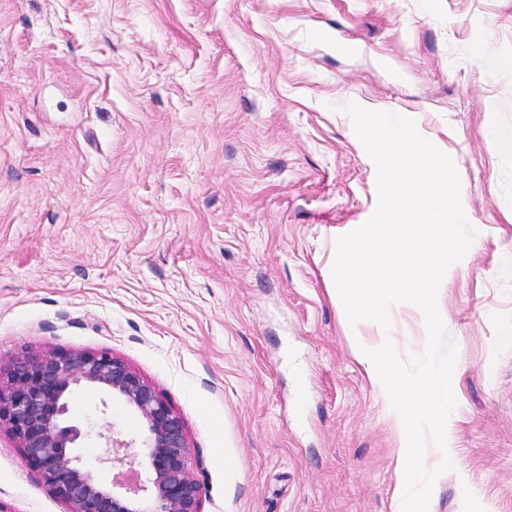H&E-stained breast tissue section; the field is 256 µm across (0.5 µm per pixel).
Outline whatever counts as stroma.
<instances>
[{"mask_svg":"<svg viewBox=\"0 0 512 512\" xmlns=\"http://www.w3.org/2000/svg\"><path fill=\"white\" fill-rule=\"evenodd\" d=\"M512 0H0V365L106 351L182 418L202 512H396L392 408L329 295L377 172L344 107L414 120L481 245L439 313L435 512H512ZM414 304L392 310L422 355ZM0 506H67L0 434Z\"/></svg>","mask_w":512,"mask_h":512,"instance_id":"35a3bbf8","label":"stroma"}]
</instances>
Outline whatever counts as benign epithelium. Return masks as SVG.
I'll return each mask as SVG.
<instances>
[{"mask_svg": "<svg viewBox=\"0 0 512 512\" xmlns=\"http://www.w3.org/2000/svg\"><path fill=\"white\" fill-rule=\"evenodd\" d=\"M93 390L138 421L133 436L109 423L71 414L74 395ZM36 465L67 512H201L203 485L194 475L184 422L156 389L108 352H26L0 368V423ZM106 448L104 463L128 465L112 479L87 468L82 449Z\"/></svg>", "mask_w": 512, "mask_h": 512, "instance_id": "1", "label": "benign epithelium"}]
</instances>
